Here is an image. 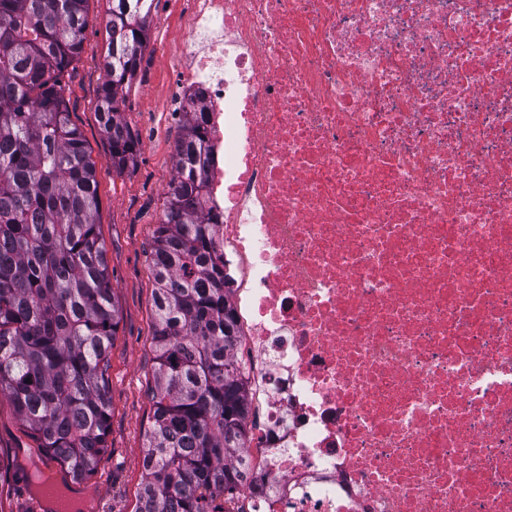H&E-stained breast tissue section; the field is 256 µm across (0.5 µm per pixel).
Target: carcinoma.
I'll list each match as a JSON object with an SVG mask.
<instances>
[{
	"label": "carcinoma",
	"mask_w": 512,
	"mask_h": 512,
	"mask_svg": "<svg viewBox=\"0 0 512 512\" xmlns=\"http://www.w3.org/2000/svg\"><path fill=\"white\" fill-rule=\"evenodd\" d=\"M89 0H0V394L74 482L106 450L110 351L119 325L97 231L98 181L69 119L65 76L83 50ZM150 0H111L98 114L112 166L138 137L120 103L147 38ZM151 254L156 367L136 512H224L254 414L232 351L234 309L213 259L202 113L185 112Z\"/></svg>",
	"instance_id": "carcinoma-1"
}]
</instances>
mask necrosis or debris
Masks as SVG:
<instances>
[{"instance_id": "necrosis-or-debris-1", "label": "necrosis or debris", "mask_w": 512, "mask_h": 512, "mask_svg": "<svg viewBox=\"0 0 512 512\" xmlns=\"http://www.w3.org/2000/svg\"><path fill=\"white\" fill-rule=\"evenodd\" d=\"M169 82L256 409L226 512H512V0H187Z\"/></svg>"}]
</instances>
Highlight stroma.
<instances>
[{
	"mask_svg": "<svg viewBox=\"0 0 512 512\" xmlns=\"http://www.w3.org/2000/svg\"><path fill=\"white\" fill-rule=\"evenodd\" d=\"M109 0H90L83 52L70 72L66 97L69 119L82 133L96 164L98 232L103 241L112 290L121 322L111 348L108 374L110 421L107 453L92 481L101 512H135L142 482L145 430L152 409L153 311L155 281L150 267L154 232L160 224L174 175L173 144L180 126L170 122L167 71L181 36L182 0H166L164 25H150L146 48L121 112L139 138L136 161L124 172L112 167L109 142L97 114L105 80V23ZM37 443L23 427L11 401L0 396V451L27 458ZM31 469H11L0 482V505L6 512H44L42 501L27 490Z\"/></svg>",
	"mask_w": 512,
	"mask_h": 512,
	"instance_id": "1",
	"label": "stroma"
}]
</instances>
